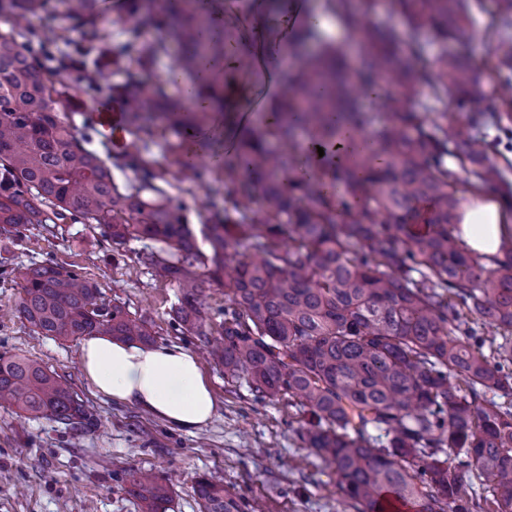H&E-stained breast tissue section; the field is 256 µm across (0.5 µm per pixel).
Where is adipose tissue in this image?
<instances>
[{"instance_id":"1","label":"adipose tissue","mask_w":512,"mask_h":512,"mask_svg":"<svg viewBox=\"0 0 512 512\" xmlns=\"http://www.w3.org/2000/svg\"><path fill=\"white\" fill-rule=\"evenodd\" d=\"M511 231L512 208L497 197L488 194L464 206L459 238L474 254L497 256L501 237ZM80 367L97 394L134 405L173 428L191 432L217 415L198 357L182 346H141L90 336L81 344Z\"/></svg>"}]
</instances>
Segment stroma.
I'll return each instance as SVG.
<instances>
[{
    "instance_id": "obj_1",
    "label": "stroma",
    "mask_w": 512,
    "mask_h": 512,
    "mask_svg": "<svg viewBox=\"0 0 512 512\" xmlns=\"http://www.w3.org/2000/svg\"><path fill=\"white\" fill-rule=\"evenodd\" d=\"M293 0H264L252 17L248 0L220 5L217 28L259 21L263 38L283 37L281 21ZM496 0H472L470 21L477 36L460 47L477 71L491 66L498 33L490 23ZM151 239L118 245L101 229L66 224L51 235L31 227L24 237L0 235V256L13 264L53 261L76 267L100 291L102 303L121 302L145 320L159 343H176L203 358L217 400V416L194 432L170 427L142 410L93 393L80 369V344L33 332L15 312L20 289L0 279V355L20 353L63 374L85 400L94 427L72 436L44 417L20 418L0 409V512H139L137 501L117 481L126 469H150L170 478L172 512H199L194 485L207 476L246 498L260 499L266 512H352L335 475L306 448L296 430L298 408L257 402L246 383L225 382L224 368L206 359L209 337L181 333L171 308L175 288L139 265V254L157 249Z\"/></svg>"
}]
</instances>
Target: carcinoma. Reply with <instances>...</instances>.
Instances as JSON below:
<instances>
[{"mask_svg": "<svg viewBox=\"0 0 512 512\" xmlns=\"http://www.w3.org/2000/svg\"><path fill=\"white\" fill-rule=\"evenodd\" d=\"M129 2L128 43L116 47L100 35L99 0H0L11 22L0 33V235L89 224L114 244H163L138 262L177 288L178 323L221 336L212 355L225 379H246L258 401L303 408L296 433L355 512H380L388 494L409 512H512V235L494 268L460 244L455 173L444 163L455 158L474 191L493 186L512 203V182L490 156L496 144L479 135L492 124L512 140V81L498 89L505 111L489 115L477 107L483 75L467 60L445 51L421 63L426 34L455 44L475 37L469 0H387L384 25L369 21L374 0H321L358 39V65L317 29L294 33L296 62L282 75L273 122L242 130L213 168L224 209L202 224L207 253L141 135L175 127L177 178H198L193 147L209 114L228 107L225 90L244 64L207 66L243 53L191 0H150L145 16L142 0ZM499 2L495 24L506 31L512 0ZM51 5L67 22L66 49L56 52L35 25ZM142 24L157 37L142 38ZM167 25L182 47L180 71L192 83L205 76V107L169 98L166 79L141 81ZM130 48L136 63L122 82L108 81ZM495 60L512 71V36L499 39ZM373 92L383 117L371 130L361 100ZM108 98L124 102L134 136L119 163L131 173L122 185L92 148L93 123L72 119L79 103ZM450 99L466 126L448 122ZM319 146L323 157L308 152ZM0 274L19 281L15 311L40 336L154 340L144 320L120 302L100 303L96 284L74 269L47 262ZM204 275L224 289L211 315L199 301ZM0 407L76 433L92 425L69 380L21 354L0 355ZM120 480L141 512H168L171 490L155 475L129 469ZM194 492L201 512H263L206 477Z\"/></svg>", "mask_w": 512, "mask_h": 512, "instance_id": "carcinoma-1", "label": "carcinoma"}]
</instances>
